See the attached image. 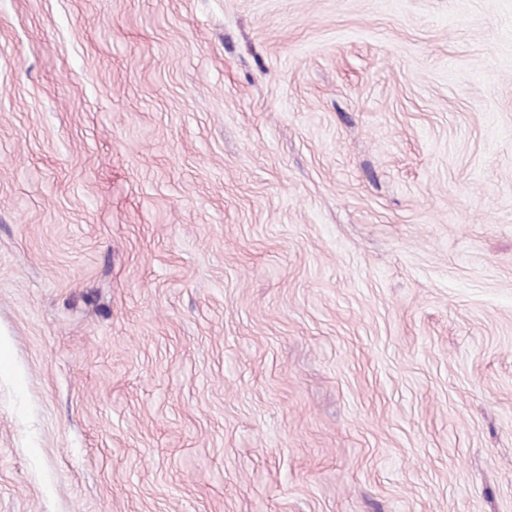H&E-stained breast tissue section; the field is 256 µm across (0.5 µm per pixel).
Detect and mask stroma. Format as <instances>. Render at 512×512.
<instances>
[{
    "instance_id": "35a3bbf8",
    "label": "stroma",
    "mask_w": 512,
    "mask_h": 512,
    "mask_svg": "<svg viewBox=\"0 0 512 512\" xmlns=\"http://www.w3.org/2000/svg\"><path fill=\"white\" fill-rule=\"evenodd\" d=\"M0 512H512V0H0Z\"/></svg>"
}]
</instances>
